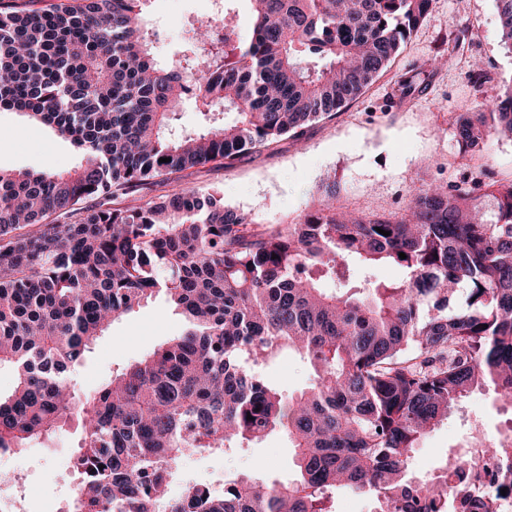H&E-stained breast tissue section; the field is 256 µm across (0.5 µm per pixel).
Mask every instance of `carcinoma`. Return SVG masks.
I'll return each instance as SVG.
<instances>
[{"label":"carcinoma","mask_w":512,"mask_h":512,"mask_svg":"<svg viewBox=\"0 0 512 512\" xmlns=\"http://www.w3.org/2000/svg\"><path fill=\"white\" fill-rule=\"evenodd\" d=\"M145 2L0 0V112L51 127L82 156L66 172L0 171V366L16 377L0 397V449L78 417L71 512H330L340 490L371 494L374 512H500L442 484L448 462L416 477L407 461L472 391L512 403V177L492 180L471 158L401 212H359L331 188L289 224L166 190L173 174L231 165L336 116L431 0H250L247 36L200 26L193 57L163 64ZM496 5L512 44V0ZM190 98L224 122L173 132ZM453 126L468 149L512 135V88ZM385 264L402 278L371 281ZM159 292L183 334L77 393L95 340ZM286 353L312 366L311 387L286 395L267 381L262 367ZM274 432L294 451L288 479L234 474L220 494L169 493L185 456ZM472 447L512 475L511 440Z\"/></svg>","instance_id":"obj_1"}]
</instances>
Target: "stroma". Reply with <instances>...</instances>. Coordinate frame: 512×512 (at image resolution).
<instances>
[{"label":"stroma","instance_id":"stroma-1","mask_svg":"<svg viewBox=\"0 0 512 512\" xmlns=\"http://www.w3.org/2000/svg\"><path fill=\"white\" fill-rule=\"evenodd\" d=\"M211 0H147L145 14L152 28L166 31L155 42L159 61L188 47L187 30L204 19ZM454 58L433 69L432 60L446 52ZM479 61L483 75L469 77ZM413 75L422 93L399 99L396 82ZM512 77V45L500 29L495 0H432L427 16L387 70L343 112L308 124L300 142L286 139L273 151L242 158L233 165L209 163L193 168L177 185L204 195L220 192L225 205L251 212L258 223L292 222L314 207L321 187L332 185L336 197L366 213L405 207L413 189L454 179L464 161L453 133L456 116L477 104L492 105ZM78 152L50 127L17 112H0V170L4 172L64 171L75 166ZM185 322L164 294L116 319L95 342L75 379L88 392L106 383L123 367L145 359L179 336ZM267 379L284 393L307 389L314 373L306 361L287 356L265 367ZM512 418V407L492 388L470 393L448 419L428 432L408 462L418 476L431 474L443 459L462 452L474 426L497 432ZM81 443L78 422L49 438L23 448L16 491L28 512H56L68 495L62 473L72 467ZM293 469L287 439L272 433L262 442L227 453H202L182 460L171 494L185 484L222 491L232 472L285 479Z\"/></svg>","mask_w":512,"mask_h":512}]
</instances>
